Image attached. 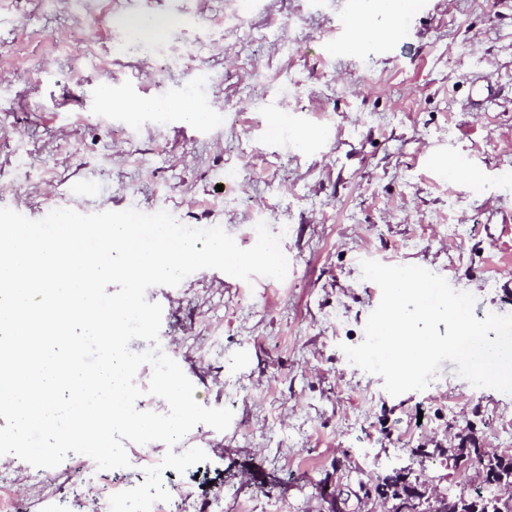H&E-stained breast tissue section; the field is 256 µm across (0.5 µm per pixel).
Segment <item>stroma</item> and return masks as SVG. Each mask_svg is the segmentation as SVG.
Returning a JSON list of instances; mask_svg holds the SVG:
<instances>
[{"instance_id": "35a3bbf8", "label": "stroma", "mask_w": 512, "mask_h": 512, "mask_svg": "<svg viewBox=\"0 0 512 512\" xmlns=\"http://www.w3.org/2000/svg\"><path fill=\"white\" fill-rule=\"evenodd\" d=\"M349 7L0 0L1 205L32 219L164 209L244 249L258 222L282 235L284 281L202 269L146 292L195 399L233 412L228 429L181 440L206 461L163 471L182 512H333L330 494L404 467L452 491L474 469L420 449L465 437L495 449L512 434V395L452 362L393 396L342 351L381 298L366 259L443 276L474 295L476 318L512 313V0H421L393 53L341 56ZM129 15L177 24L156 48L123 37ZM475 83L496 90L477 107ZM186 97L218 105L207 128L125 111ZM454 159L466 172L452 183ZM112 477L80 454L52 469L0 456L17 512H109Z\"/></svg>"}]
</instances>
